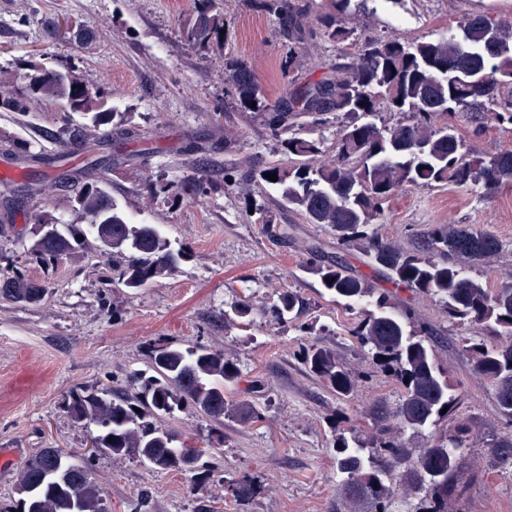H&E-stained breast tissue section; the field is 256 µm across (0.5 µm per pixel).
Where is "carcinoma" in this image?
<instances>
[{"label": "carcinoma", "instance_id": "carcinoma-1", "mask_svg": "<svg viewBox=\"0 0 512 512\" xmlns=\"http://www.w3.org/2000/svg\"><path fill=\"white\" fill-rule=\"evenodd\" d=\"M198 2L182 36L207 53L221 46L224 15L214 0ZM252 6L282 25L290 68L305 65V42L314 24H320L324 36L336 44L354 33L351 18L344 13L313 21L291 0H252ZM224 84L241 108L261 113L275 134H288L281 140L282 150L298 159L293 166L271 164L255 171L251 181L278 187L283 205L308 223L336 233L338 244L370 258L371 266L394 286L382 291L368 278L348 271L342 261L310 267L328 294L349 307H361V318L352 330L359 349L374 369L395 377L402 388L390 423L380 429V446L366 453L362 447L349 446L344 436L337 438L341 498L350 503L370 498L377 512H391L394 491L383 477L392 463L407 460L414 482L396 484L415 497L411 512H452L461 460L469 447L468 424L460 421L429 436L415 451L399 437L448 418L461 404V395L439 364L428 331L411 329L414 312L394 300L402 288L433 296L450 326L470 332L460 337L462 351L472 371L490 383L498 412L511 423L512 287L493 291L470 275L475 266L497 261L503 245L493 233L473 224H433L408 246L383 238L370 226L384 205L408 188L475 185L488 195L512 188V150L485 154L468 145L453 124L438 123L442 115L471 112L512 124V23L476 14L460 22L458 34L448 38L418 37L408 44L394 38L368 39L350 61L336 63L273 106L254 71L242 61L225 63ZM111 99L112 92L90 83L70 57L51 66L33 61L0 66V112L27 116L56 105L85 119L46 136L64 148H86L78 171L65 167L63 154L50 161L59 169L56 180L77 188L73 210L86 223L56 227L50 213L37 216L35 225L50 224L53 229L33 240L31 255L45 268H53L87 248L92 238L124 253L123 260L112 262V278L140 290L172 276L188 253L173 251L156 225L132 223L106 189L113 162L112 131L131 134L123 128L122 113L109 105ZM381 109L403 119L379 127L370 117ZM328 112L343 116L345 122L337 131L336 156L325 161L321 141L293 129L305 117L319 124ZM9 147L19 164L42 161L29 141L14 139ZM266 173L277 175V180L270 181ZM203 187L200 176L179 182L160 178L148 184L149 192L162 193L174 203L194 199ZM329 279L333 283H327ZM47 295L45 282L0 269V299L38 306ZM268 310L281 321L287 316L296 319L299 297L290 289L282 291ZM149 359L153 374L139 381L131 397L82 388L70 393L66 412L77 423L94 424L92 447L155 472H186L194 469L198 457L188 455L185 443L161 424L162 418L183 405L218 425L230 416L258 418L253 405L226 398L225 390L238 382L240 370L224 352L155 343ZM303 359L337 397L348 396L357 387L335 351L312 345L303 348ZM489 449L497 465L512 469L511 432L492 436ZM16 494L18 500L0 505V512H111L95 475L57 448L41 449L23 466Z\"/></svg>", "mask_w": 512, "mask_h": 512}]
</instances>
